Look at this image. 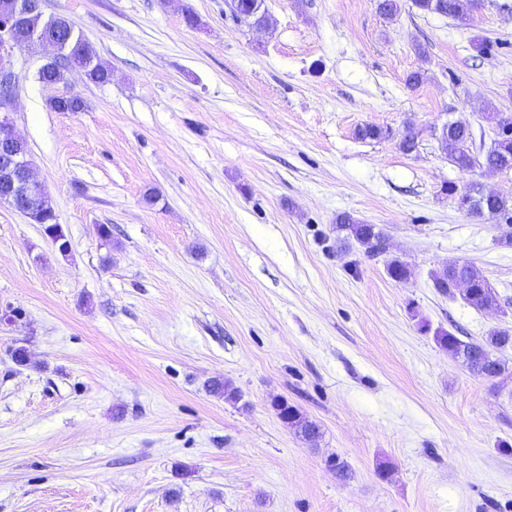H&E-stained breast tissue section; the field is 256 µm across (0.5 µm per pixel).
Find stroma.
<instances>
[{
    "label": "stroma",
    "instance_id": "1",
    "mask_svg": "<svg viewBox=\"0 0 512 512\" xmlns=\"http://www.w3.org/2000/svg\"><path fill=\"white\" fill-rule=\"evenodd\" d=\"M400 5L266 0L255 29L224 0H44L112 79L46 85L45 48L15 53L8 118L71 250L0 204V512H512V348L490 381L434 339L512 330V223L446 192L512 195V170L460 172L438 141L459 121L485 153V113L512 116V0L463 23ZM66 93L81 111L52 109ZM341 213L386 252L338 241ZM453 261L498 307L434 288ZM280 418L293 428L298 434L307 441H315L320 434L319 426L309 420L303 413L293 405H288L286 401L274 403Z\"/></svg>",
    "mask_w": 512,
    "mask_h": 512
}]
</instances>
